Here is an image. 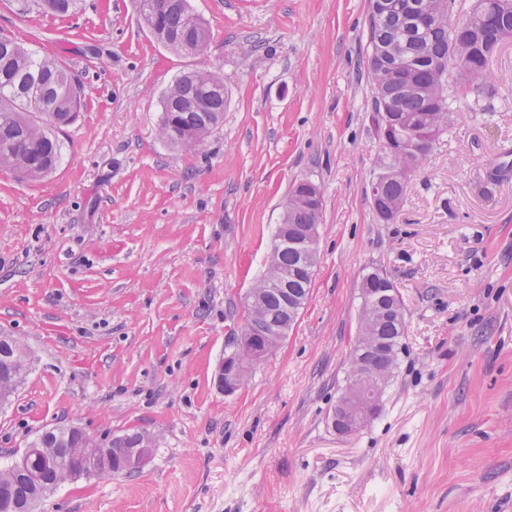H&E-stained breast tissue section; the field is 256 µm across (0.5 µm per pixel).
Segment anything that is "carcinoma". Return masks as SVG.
<instances>
[{
	"mask_svg": "<svg viewBox=\"0 0 512 512\" xmlns=\"http://www.w3.org/2000/svg\"><path fill=\"white\" fill-rule=\"evenodd\" d=\"M392 10L379 22L382 39L393 43L409 59L407 71L399 75L377 65L373 89L374 125H379L383 111L394 112L402 118L397 130L398 139L413 152L402 155L382 150L380 158L392 167L412 163L420 167L418 154H428L436 141L451 125L454 113L449 111V99L460 93L468 100L473 112L485 110V102L494 96L487 83V68L501 45L500 35L512 32V0H481L483 11L472 10L455 23L450 15L430 10V14L415 18L413 29L401 27L400 8L409 0H391ZM20 9L48 10L59 17H67L77 9V0H19ZM143 20L158 19V26L166 32L163 45L175 52H184L180 44L184 36H196L199 50H204L210 30L205 20L192 8L190 0H137ZM458 53L472 64V75L458 76L448 68V56ZM221 78L217 71H192L179 75L162 97L160 133L168 145L189 151L203 150L210 134L224 123V89L212 82ZM391 87L394 97L387 108H382L379 87ZM54 101L56 112L48 116L47 124L37 120L40 101ZM84 88L58 61L28 49L7 36H0V168L8 169L19 178L36 180L50 174L55 168L60 144L55 129L71 123L84 106ZM371 189L380 199L404 202L406 190L396 179L374 175ZM322 215V198L292 210L290 223L318 224ZM306 251L304 244L290 242L281 247L278 267L295 271L288 284L278 281L275 271L267 269L252 290L260 295L261 303L253 313L255 332L259 336L268 331L272 317L282 314L285 293L308 297L313 274L301 269ZM372 293L360 294L361 304H390L397 316L371 323L359 324V331L377 343L365 367L368 374L388 373L384 386L395 377L399 355L403 349L406 321L402 298L394 282L379 270L372 271ZM66 436L64 427L57 426L37 434L27 443L29 448H42L41 457L32 460L29 473L12 476L16 492L9 498L0 497V512H31L32 505L43 497L48 483L56 485L68 480L67 474L78 478L90 474L84 469L81 440L69 437L71 448L66 466L52 463V449L61 446ZM152 443L145 432L127 433L109 441L114 448L111 467L99 476L127 473L125 451Z\"/></svg>",
	"mask_w": 512,
	"mask_h": 512,
	"instance_id": "1",
	"label": "carcinoma"
}]
</instances>
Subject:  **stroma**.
<instances>
[{"label": "stroma", "mask_w": 512, "mask_h": 512, "mask_svg": "<svg viewBox=\"0 0 512 512\" xmlns=\"http://www.w3.org/2000/svg\"><path fill=\"white\" fill-rule=\"evenodd\" d=\"M203 53L157 44L135 0L62 19L0 0V33L83 84L56 170L0 169V335L31 354L0 408V465L47 427L149 432L136 474L59 485L35 512H512V39L487 111L457 119L382 221L370 183L369 0H191ZM215 69L224 124L203 152L159 135L175 77ZM322 194L308 300L232 395L240 335L293 183ZM397 286L406 336L380 415L330 417L358 331L360 283Z\"/></svg>", "instance_id": "stroma-1"}]
</instances>
